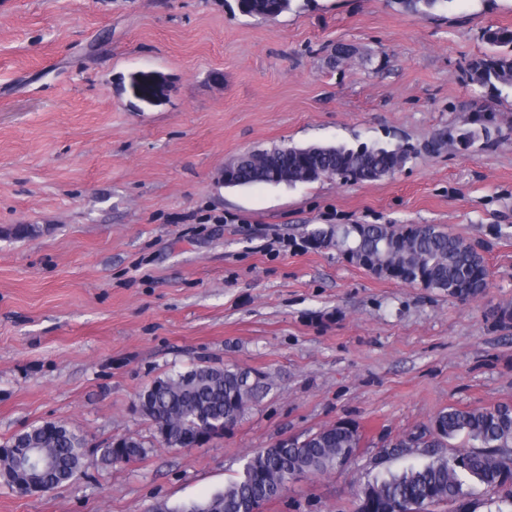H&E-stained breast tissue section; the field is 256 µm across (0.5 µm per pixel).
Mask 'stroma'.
I'll use <instances>...</instances> for the list:
<instances>
[{
  "mask_svg": "<svg viewBox=\"0 0 512 512\" xmlns=\"http://www.w3.org/2000/svg\"><path fill=\"white\" fill-rule=\"evenodd\" d=\"M236 4L0 0V443L64 421L95 461L38 496L0 487V512H149L336 423L358 428L357 457L264 512H356L359 483L431 454L384 442L512 404V329L484 316L512 305V91L466 73L512 0H292L270 20ZM476 108L495 139L439 143ZM280 143L413 153L375 182L225 186L228 162ZM309 224L442 225L480 249L489 286L463 304L374 277L306 246ZM194 364L259 384L223 437L164 447L137 396ZM120 436L146 456L97 463Z\"/></svg>",
  "mask_w": 512,
  "mask_h": 512,
  "instance_id": "obj_1",
  "label": "stroma"
}]
</instances>
